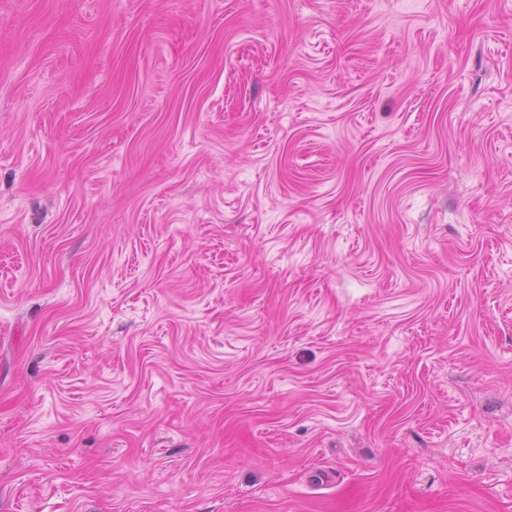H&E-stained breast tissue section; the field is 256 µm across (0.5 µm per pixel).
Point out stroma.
Here are the masks:
<instances>
[{
    "mask_svg": "<svg viewBox=\"0 0 512 512\" xmlns=\"http://www.w3.org/2000/svg\"><path fill=\"white\" fill-rule=\"evenodd\" d=\"M0 512H512V0H0Z\"/></svg>",
    "mask_w": 512,
    "mask_h": 512,
    "instance_id": "35a3bbf8",
    "label": "stroma"
}]
</instances>
